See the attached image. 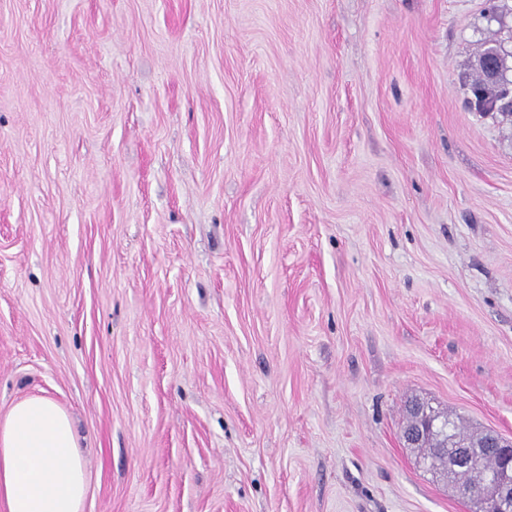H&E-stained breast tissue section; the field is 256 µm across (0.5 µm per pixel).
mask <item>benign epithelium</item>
<instances>
[{
    "instance_id": "1",
    "label": "benign epithelium",
    "mask_w": 512,
    "mask_h": 512,
    "mask_svg": "<svg viewBox=\"0 0 512 512\" xmlns=\"http://www.w3.org/2000/svg\"><path fill=\"white\" fill-rule=\"evenodd\" d=\"M408 421L402 432L403 445L419 450L433 442L434 428L445 421V416L421 401H412L408 408ZM500 451L507 461L491 478L479 480L481 491L459 490L464 497H474L480 505V512H512V438L486 430L478 440L459 442L453 447L438 442L434 452L443 456L444 467L448 470L470 468L480 457L491 451Z\"/></svg>"
}]
</instances>
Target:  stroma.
Returning a JSON list of instances; mask_svg holds the SVG:
<instances>
[{"label": "stroma", "mask_w": 512, "mask_h": 512, "mask_svg": "<svg viewBox=\"0 0 512 512\" xmlns=\"http://www.w3.org/2000/svg\"><path fill=\"white\" fill-rule=\"evenodd\" d=\"M0 0V418L82 512H475L408 400L512 434V0ZM489 53L498 55L502 60L503 73H502L501 81H498L500 78V75H501V66H500V62L498 59L496 61L482 59L479 61V65L482 67L481 69L489 81H492V82L497 81L492 84H494L497 88H499L498 98H500L502 96V94L504 93V90H505L504 86H507L509 84L506 77L509 78L508 72H510V70L512 72V66L508 65L507 58L510 56L512 59V56H511V53L509 55L508 53L503 51L500 46L487 48L481 56L489 55ZM68 414L34 395L0 422V504L6 512H80L88 476Z\"/></svg>", "instance_id": "1"}]
</instances>
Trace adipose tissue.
I'll return each mask as SVG.
<instances>
[{"label": "adipose tissue", "instance_id": "adipose-tissue-1", "mask_svg": "<svg viewBox=\"0 0 512 512\" xmlns=\"http://www.w3.org/2000/svg\"><path fill=\"white\" fill-rule=\"evenodd\" d=\"M88 476L68 414L34 395L0 420V506L6 512H81Z\"/></svg>", "mask_w": 512, "mask_h": 512}]
</instances>
